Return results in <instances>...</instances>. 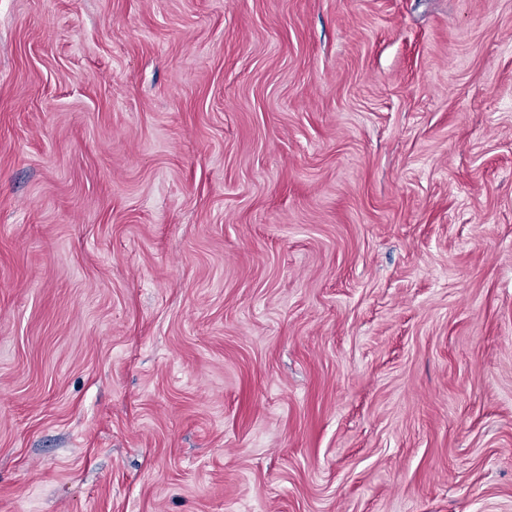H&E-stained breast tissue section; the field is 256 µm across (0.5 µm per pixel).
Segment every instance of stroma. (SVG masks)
Instances as JSON below:
<instances>
[{
    "label": "stroma",
    "instance_id": "stroma-1",
    "mask_svg": "<svg viewBox=\"0 0 512 512\" xmlns=\"http://www.w3.org/2000/svg\"><path fill=\"white\" fill-rule=\"evenodd\" d=\"M0 512H512V0H0Z\"/></svg>",
    "mask_w": 512,
    "mask_h": 512
}]
</instances>
